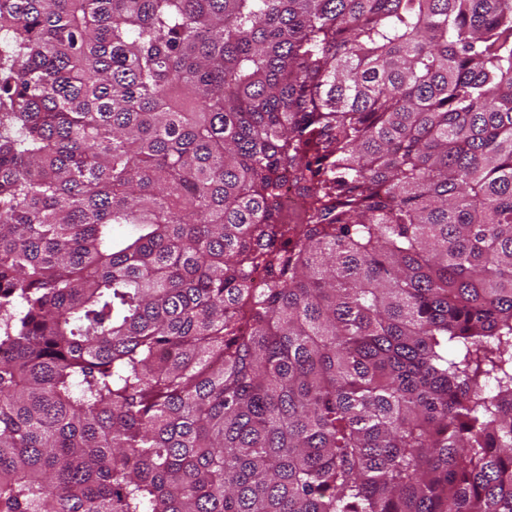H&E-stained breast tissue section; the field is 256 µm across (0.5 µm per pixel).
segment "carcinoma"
I'll use <instances>...</instances> for the list:
<instances>
[{
	"label": "carcinoma",
	"instance_id": "obj_1",
	"mask_svg": "<svg viewBox=\"0 0 512 512\" xmlns=\"http://www.w3.org/2000/svg\"><path fill=\"white\" fill-rule=\"evenodd\" d=\"M0 512H512V0H0ZM277 206L290 223H300L306 211V198L296 184L287 183L277 198Z\"/></svg>",
	"mask_w": 512,
	"mask_h": 512
}]
</instances>
